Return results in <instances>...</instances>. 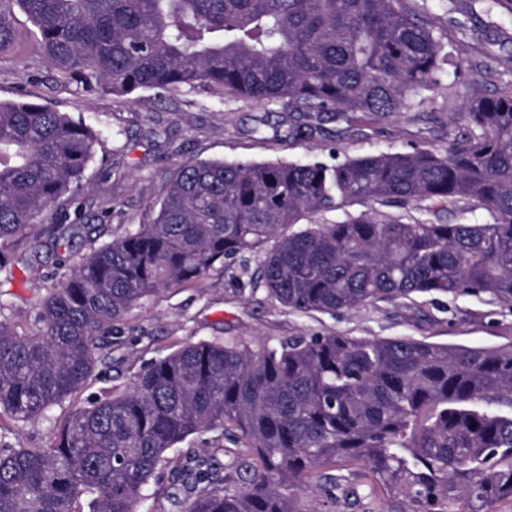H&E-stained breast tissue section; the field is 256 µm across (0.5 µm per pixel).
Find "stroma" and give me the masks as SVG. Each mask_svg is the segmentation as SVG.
Wrapping results in <instances>:
<instances>
[{"instance_id":"obj_1","label":"stroma","mask_w":512,"mask_h":512,"mask_svg":"<svg viewBox=\"0 0 512 512\" xmlns=\"http://www.w3.org/2000/svg\"><path fill=\"white\" fill-rule=\"evenodd\" d=\"M414 18L431 23L441 36L448 63L439 85L423 104L386 115H352L327 121L315 140L289 138L300 113L265 109L252 100L218 99L200 86L173 93L141 91L125 98L108 93L66 91L33 50V27L24 14L15 25L22 35L10 63L0 66V101L25 98L85 119L99 130L103 148L86 172L80 194L84 227L72 236L42 233L8 247L13 277L0 282V319L31 327L39 300L57 287L89 252L156 217L176 164L192 158L241 162L299 161L333 165L370 153L433 149L467 129L463 102L512 90V13L495 0H404ZM111 208L110 220L100 217ZM363 213L405 223L429 219L440 224L484 223L486 211L462 203L417 200L405 205L365 200L337 204L309 214L308 224H331ZM263 250L235 259L231 269L211 271L200 281L143 299L127 314L84 389L52 407L35 422L17 425L14 446L49 447L68 416L88 398L128 384L149 361L200 340L245 338L252 349L291 336L336 332L357 337L411 336L466 346L512 342V305L487 294L416 295L379 301L333 316L299 313L264 291L247 289V273L257 270ZM354 489L359 502L349 507L304 495L307 512H400L399 499L371 489L360 465L337 462L331 470Z\"/></svg>"}]
</instances>
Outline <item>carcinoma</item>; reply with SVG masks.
Wrapping results in <instances>:
<instances>
[{"label": "carcinoma", "mask_w": 512, "mask_h": 512, "mask_svg": "<svg viewBox=\"0 0 512 512\" xmlns=\"http://www.w3.org/2000/svg\"><path fill=\"white\" fill-rule=\"evenodd\" d=\"M402 0H0V64L15 10L60 86L115 95L206 86L337 120L425 101L448 61ZM468 132L413 153L297 162H182L156 218L90 249L26 332L0 320V413L44 416L81 391L142 299L230 269L271 242L256 275L290 310L334 316L417 294L512 303V91L463 102ZM102 139L82 119L0 101V245L61 228ZM434 199L487 223H404L362 214L298 225L336 200ZM0 429V512H136L173 473L176 512H304L337 498L327 470L364 465L405 512H497L512 501V343L461 347L412 336H294L259 352L240 336L189 343L75 409L47 448ZM215 434L225 462L170 452Z\"/></svg>", "instance_id": "obj_1"}]
</instances>
